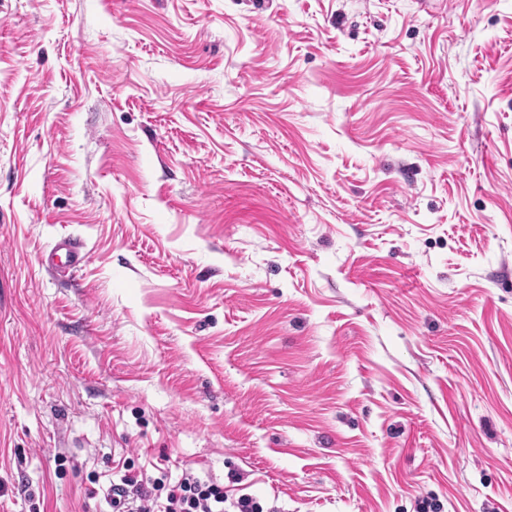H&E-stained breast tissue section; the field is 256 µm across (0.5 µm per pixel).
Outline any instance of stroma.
I'll return each mask as SVG.
<instances>
[{
	"label": "stroma",
	"instance_id": "35a3bbf8",
	"mask_svg": "<svg viewBox=\"0 0 512 512\" xmlns=\"http://www.w3.org/2000/svg\"><path fill=\"white\" fill-rule=\"evenodd\" d=\"M125 459L512 512V0H0V512ZM84 260L82 245L72 238H64L42 256L41 265L57 274L75 273Z\"/></svg>",
	"mask_w": 512,
	"mask_h": 512
}]
</instances>
